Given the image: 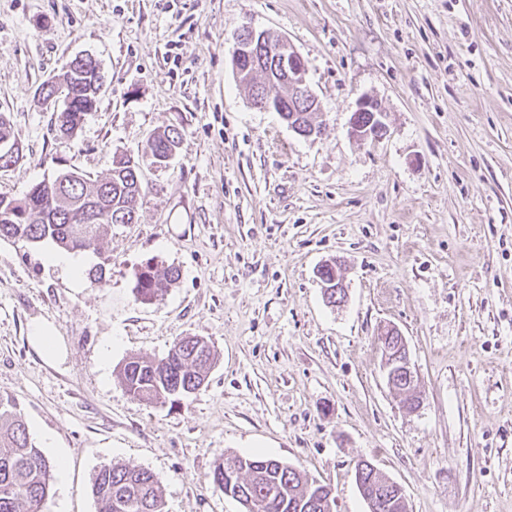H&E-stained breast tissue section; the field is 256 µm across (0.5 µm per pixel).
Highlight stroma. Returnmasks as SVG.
<instances>
[{
  "label": "stroma",
  "mask_w": 512,
  "mask_h": 512,
  "mask_svg": "<svg viewBox=\"0 0 512 512\" xmlns=\"http://www.w3.org/2000/svg\"><path fill=\"white\" fill-rule=\"evenodd\" d=\"M270 31L306 63L318 136L254 108L235 33ZM101 65L95 112L69 138L36 89L75 56ZM386 134L361 142V97ZM0 113L21 147L0 195L76 170L106 177L175 128L145 167L139 221L112 228L104 282L46 263L52 242L0 240V396L49 461L44 512H96L105 464L151 470L166 512H243L219 459L270 456L367 512L364 459L407 512H512V0H0ZM339 262L328 304L319 267ZM180 278L149 302L145 263ZM64 349L46 358L33 321ZM397 327L418 375L413 412L378 343ZM199 336L215 352L191 398L149 404L119 369ZM362 117L363 122L366 124L362 126L361 122H357L356 119L359 113H364ZM372 112V117L369 114ZM382 112L378 107V104L369 97H364L358 102L356 110L353 112L350 119V134L360 140H378L386 133V125L381 120ZM371 119V120H370ZM376 122V127L370 129L373 122ZM368 123V124H367ZM382 128L383 135L380 137L375 134L374 131H378V128Z\"/></svg>",
  "instance_id": "35a3bbf8"
}]
</instances>
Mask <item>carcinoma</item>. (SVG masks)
Instances as JSON below:
<instances>
[{
    "label": "carcinoma",
    "mask_w": 512,
    "mask_h": 512,
    "mask_svg": "<svg viewBox=\"0 0 512 512\" xmlns=\"http://www.w3.org/2000/svg\"><path fill=\"white\" fill-rule=\"evenodd\" d=\"M273 108L282 107L283 120L288 90L274 78ZM104 76L89 55L73 58L66 70L37 88L47 102L59 93L62 103L55 125L62 136H72L99 100ZM181 134L174 128L158 130L148 140L145 153L134 159L121 156L102 180L90 182L77 171H62L32 184L20 198L0 197V239L48 240L65 251L92 249L105 253L114 224H135L137 201L143 190L142 169L166 165L176 154ZM17 139L6 116L0 113V168L18 162ZM179 278L176 269L160 272L146 263L137 276L136 296L150 301L163 294ZM200 338L176 341L161 359L133 356L119 375L136 398L152 404L167 399L189 398L204 385L214 354L199 346ZM53 465L37 448L17 405L0 397V512H42L51 490ZM383 473L364 474L391 502L385 512H407L402 489L382 481ZM212 483L224 495L238 501L245 512H333L332 490L308 481L296 468L271 457L235 456L218 462ZM97 512H165L161 486L148 469L112 463L99 469L93 482Z\"/></svg>",
    "instance_id": "carcinoma-1"
}]
</instances>
